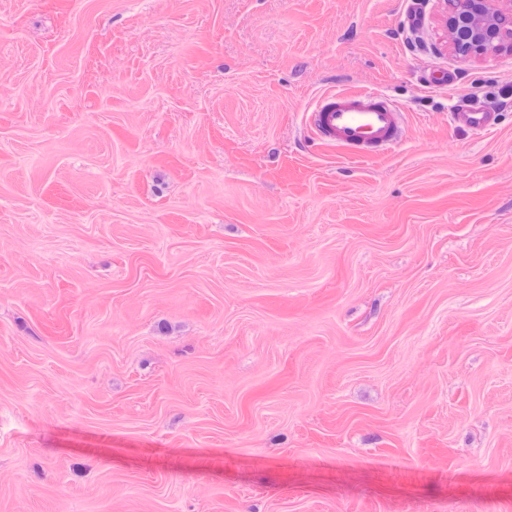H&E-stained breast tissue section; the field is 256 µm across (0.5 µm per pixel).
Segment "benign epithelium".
I'll return each mask as SVG.
<instances>
[{
	"mask_svg": "<svg viewBox=\"0 0 512 512\" xmlns=\"http://www.w3.org/2000/svg\"><path fill=\"white\" fill-rule=\"evenodd\" d=\"M447 25L454 56L468 63L512 45V0H448Z\"/></svg>",
	"mask_w": 512,
	"mask_h": 512,
	"instance_id": "obj_1",
	"label": "benign epithelium"
}]
</instances>
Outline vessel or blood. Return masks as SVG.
Here are the masks:
<instances>
[{"label":"vessel or blood","instance_id":"b4317fda","mask_svg":"<svg viewBox=\"0 0 512 512\" xmlns=\"http://www.w3.org/2000/svg\"><path fill=\"white\" fill-rule=\"evenodd\" d=\"M450 119L477 131L495 125L492 113L476 107L451 110ZM402 123L403 114L392 101L369 91L328 92L309 114V125L318 140L341 146L357 158L385 153L398 141Z\"/></svg>","mask_w":512,"mask_h":512}]
</instances>
